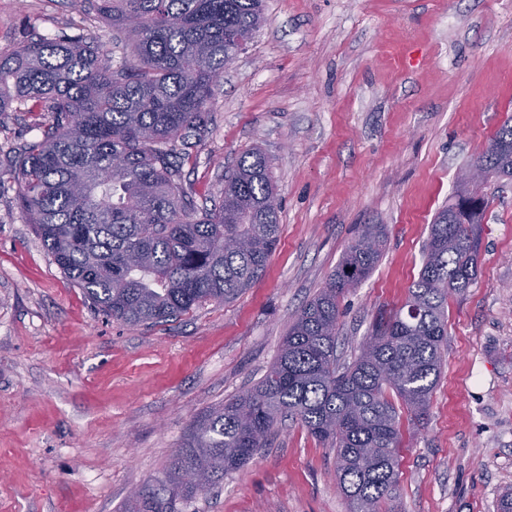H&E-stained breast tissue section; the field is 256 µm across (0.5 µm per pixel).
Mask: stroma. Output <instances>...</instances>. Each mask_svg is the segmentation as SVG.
Segmentation results:
<instances>
[{
    "instance_id": "obj_1",
    "label": "stroma",
    "mask_w": 512,
    "mask_h": 512,
    "mask_svg": "<svg viewBox=\"0 0 512 512\" xmlns=\"http://www.w3.org/2000/svg\"><path fill=\"white\" fill-rule=\"evenodd\" d=\"M183 169L198 205L260 150L281 234L260 280L177 320L96 311L16 204L10 150L35 118L0 114V512H134L194 420L253 387L294 314L364 224L388 242L339 300L350 358L395 312L461 170L512 117V0H265ZM87 29L120 65L125 31L70 0H0V51ZM475 283L448 301V349L427 418L404 428L398 512H495L512 488V182L493 181ZM173 512H347L335 453L301 424Z\"/></svg>"
}]
</instances>
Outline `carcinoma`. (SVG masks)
Segmentation results:
<instances>
[{"instance_id":"carcinoma-1","label":"carcinoma","mask_w":512,"mask_h":512,"mask_svg":"<svg viewBox=\"0 0 512 512\" xmlns=\"http://www.w3.org/2000/svg\"><path fill=\"white\" fill-rule=\"evenodd\" d=\"M129 34L118 69L82 33L30 37L0 52V113L29 100L48 117L13 149L17 199L55 263L89 302L126 325L178 319L261 277L278 243L265 157L242 156L213 207L184 186L191 139L206 130L224 70L264 22L263 0H95ZM512 180V119L474 162ZM486 194L459 179L431 224L405 303L377 321L351 361L337 355L339 298L374 270L383 224H364L327 286L296 313L264 377L195 420L166 473L170 498L193 497L242 468L295 419L336 451L348 512H396L402 414L424 419L448 344V295L478 274ZM197 471L204 481L184 480Z\"/></svg>"}]
</instances>
